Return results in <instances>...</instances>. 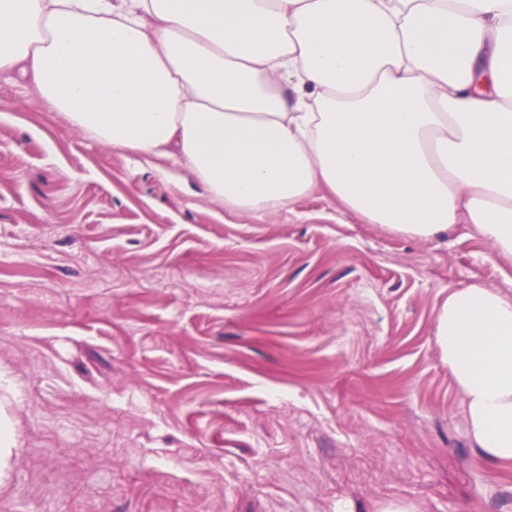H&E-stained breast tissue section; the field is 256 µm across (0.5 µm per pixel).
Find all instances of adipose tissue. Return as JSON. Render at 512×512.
<instances>
[{
	"label": "adipose tissue",
	"mask_w": 512,
	"mask_h": 512,
	"mask_svg": "<svg viewBox=\"0 0 512 512\" xmlns=\"http://www.w3.org/2000/svg\"><path fill=\"white\" fill-rule=\"evenodd\" d=\"M0 74L224 210L322 192L512 260V0H0ZM434 334L475 448L512 462V296L450 290Z\"/></svg>",
	"instance_id": "adipose-tissue-1"
}]
</instances>
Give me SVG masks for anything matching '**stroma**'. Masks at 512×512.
I'll use <instances>...</instances> for the list:
<instances>
[{
  "label": "stroma",
  "mask_w": 512,
  "mask_h": 512,
  "mask_svg": "<svg viewBox=\"0 0 512 512\" xmlns=\"http://www.w3.org/2000/svg\"><path fill=\"white\" fill-rule=\"evenodd\" d=\"M456 224L224 211L0 76V512H512L434 336Z\"/></svg>",
  "instance_id": "1"
}]
</instances>
